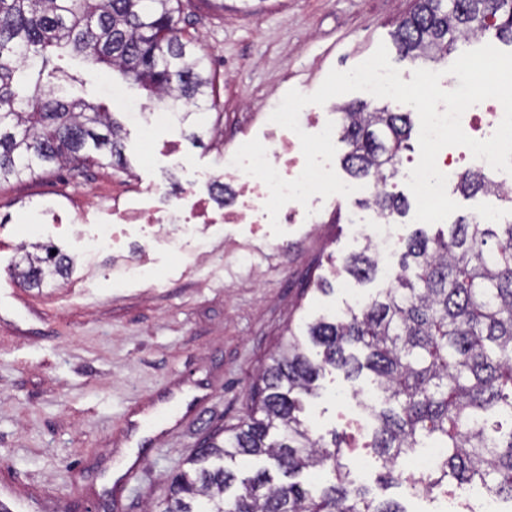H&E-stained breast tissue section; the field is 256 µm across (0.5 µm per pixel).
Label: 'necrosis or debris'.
Segmentation results:
<instances>
[{
  "label": "necrosis or debris",
  "instance_id": "4bbe7bcc",
  "mask_svg": "<svg viewBox=\"0 0 512 512\" xmlns=\"http://www.w3.org/2000/svg\"><path fill=\"white\" fill-rule=\"evenodd\" d=\"M263 127L268 161L284 179L297 178L305 165L297 133L268 120ZM235 152V147H228L223 173L210 177L203 187L187 184L177 201H169L155 188L113 208L111 219L84 234L83 253L124 250L135 237L154 247L176 245L216 224H245L250 239L266 237L269 190L232 165Z\"/></svg>",
  "mask_w": 512,
  "mask_h": 512
}]
</instances>
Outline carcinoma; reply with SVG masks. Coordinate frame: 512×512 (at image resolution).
Here are the masks:
<instances>
[{"label":"carcinoma","instance_id":"carcinoma-1","mask_svg":"<svg viewBox=\"0 0 512 512\" xmlns=\"http://www.w3.org/2000/svg\"><path fill=\"white\" fill-rule=\"evenodd\" d=\"M180 0H0V183L49 165L79 166L88 151L123 164L122 126L112 113L56 94L84 74L59 64L69 55L85 70L104 66L149 98L184 106L182 121L216 106L207 55L180 26ZM493 37L512 44V0H414L393 37L405 58L439 62L460 40ZM337 128L349 151L343 165L373 182L361 201L379 215H402L405 197L386 191L410 137L408 113L384 104H339ZM455 190L501 195L486 177L466 174ZM18 277L30 287L63 276L71 259L50 265L26 255ZM359 280L377 274L369 247L348 259ZM306 337L318 349L307 354ZM348 379L367 370L381 395L370 407L373 447L384 483L406 485L404 456L431 440L444 449L432 487L479 484L512 500V223L462 217L430 237L404 243L386 287L358 309L295 330L263 370L248 417L199 448L193 470L171 479L161 512H405L378 501L342 475L343 440L326 441L302 417L326 371ZM337 481L315 486L305 471Z\"/></svg>","mask_w":512,"mask_h":512}]
</instances>
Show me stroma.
Masks as SVG:
<instances>
[{"label": "stroma", "instance_id": "35a3bbf8", "mask_svg": "<svg viewBox=\"0 0 512 512\" xmlns=\"http://www.w3.org/2000/svg\"><path fill=\"white\" fill-rule=\"evenodd\" d=\"M413 0H181L184 27L208 55L219 106L198 123L174 119L152 127L132 119L128 103L145 93L123 85V100L108 87L107 68L85 85H64L60 96L105 105L124 126V166L102 156L79 169L50 168L0 184V484L11 483V512H160L170 478L185 469L212 434L245 419L260 370L276 353L287 327L327 312L340 313L377 293L382 277L357 281L344 269L365 244L352 214L357 201L319 202L314 224H288L281 247L255 242L252 264L231 257L232 225L210 228L185 249L150 252L149 270L112 273L108 254L81 255L74 230L103 220L106 205L132 191L161 187L178 197L186 178L224 167L227 140L245 143L261 132L251 115L271 112L292 89L314 93L330 70L347 71L385 44L402 80L422 61L401 58L392 32ZM199 141H192L190 132ZM179 140L186 175L175 174L161 144ZM458 214L420 225L414 211L393 216L400 236L416 229L447 230L473 213L512 222V202L494 195L452 193ZM60 213L64 228L42 240L68 255L66 276L30 288L16 276L32 225ZM324 290H317V281ZM305 412L316 433L345 438L349 480L406 512H445L438 497L419 501L394 486L381 488L382 461L350 408L352 393L372 387L336 371L319 380ZM205 389V409L165 430L144 452L143 469L119 484L108 474L129 442V411L147 412L184 391Z\"/></svg>", "mask_w": 512, "mask_h": 512}]
</instances>
